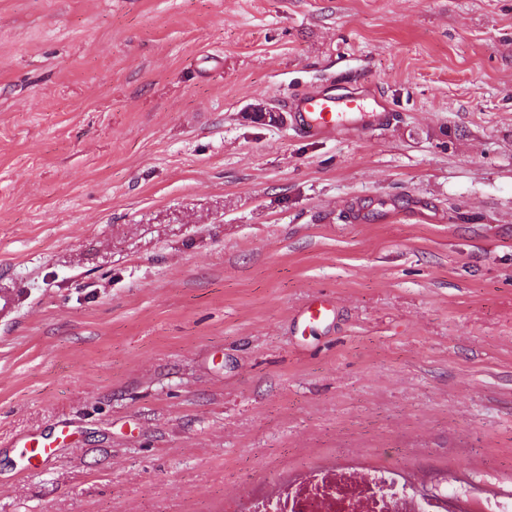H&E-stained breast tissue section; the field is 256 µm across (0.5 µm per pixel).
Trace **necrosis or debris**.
<instances>
[{
	"instance_id": "obj_1",
	"label": "necrosis or debris",
	"mask_w": 512,
	"mask_h": 512,
	"mask_svg": "<svg viewBox=\"0 0 512 512\" xmlns=\"http://www.w3.org/2000/svg\"><path fill=\"white\" fill-rule=\"evenodd\" d=\"M247 512H466L455 492L418 493L394 469L315 470L274 496L253 498Z\"/></svg>"
}]
</instances>
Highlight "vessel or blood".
Segmentation results:
<instances>
[{"label":"vessel or blood","mask_w":512,"mask_h":512,"mask_svg":"<svg viewBox=\"0 0 512 512\" xmlns=\"http://www.w3.org/2000/svg\"><path fill=\"white\" fill-rule=\"evenodd\" d=\"M284 108L295 131L304 137L374 134L393 119L389 109L367 108L362 97L332 90H312L287 98Z\"/></svg>","instance_id":"obj_1"}]
</instances>
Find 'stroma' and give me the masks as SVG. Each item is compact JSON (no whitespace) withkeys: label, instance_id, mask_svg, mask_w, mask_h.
<instances>
[{"label":"stroma","instance_id":"obj_1","mask_svg":"<svg viewBox=\"0 0 512 512\" xmlns=\"http://www.w3.org/2000/svg\"><path fill=\"white\" fill-rule=\"evenodd\" d=\"M317 85L394 121L299 136ZM13 283L0 512H245L337 465L512 497V0H0Z\"/></svg>","mask_w":512,"mask_h":512}]
</instances>
